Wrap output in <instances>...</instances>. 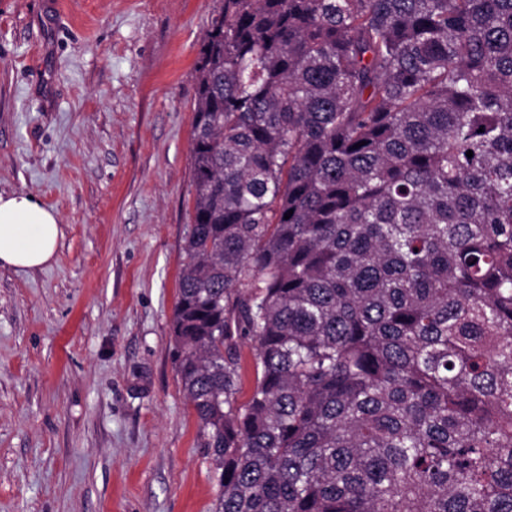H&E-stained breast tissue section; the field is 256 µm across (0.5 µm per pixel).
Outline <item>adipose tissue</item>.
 Wrapping results in <instances>:
<instances>
[{
  "instance_id": "obj_1",
  "label": "adipose tissue",
  "mask_w": 512,
  "mask_h": 512,
  "mask_svg": "<svg viewBox=\"0 0 512 512\" xmlns=\"http://www.w3.org/2000/svg\"><path fill=\"white\" fill-rule=\"evenodd\" d=\"M60 224L55 211L26 193L0 194V264L31 270L50 263Z\"/></svg>"
}]
</instances>
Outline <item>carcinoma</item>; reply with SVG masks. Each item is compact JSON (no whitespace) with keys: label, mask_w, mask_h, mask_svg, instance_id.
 <instances>
[{"label":"carcinoma","mask_w":512,"mask_h":512,"mask_svg":"<svg viewBox=\"0 0 512 512\" xmlns=\"http://www.w3.org/2000/svg\"><path fill=\"white\" fill-rule=\"evenodd\" d=\"M195 72L214 512H512V0H219ZM240 353L242 366L241 385L237 397L239 403H244L250 398L256 382L255 350L250 341L245 340L240 343Z\"/></svg>","instance_id":"carcinoma-1"}]
</instances>
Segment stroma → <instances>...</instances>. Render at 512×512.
Returning a JSON list of instances; mask_svg holds the SVG:
<instances>
[{"mask_svg":"<svg viewBox=\"0 0 512 512\" xmlns=\"http://www.w3.org/2000/svg\"><path fill=\"white\" fill-rule=\"evenodd\" d=\"M218 0H0V193L54 260L0 266V512H213L170 354L195 63ZM60 224L55 211L26 193L0 194V265L41 268L57 251Z\"/></svg>","mask_w":512,"mask_h":512,"instance_id":"stroma-1","label":"stroma"}]
</instances>
